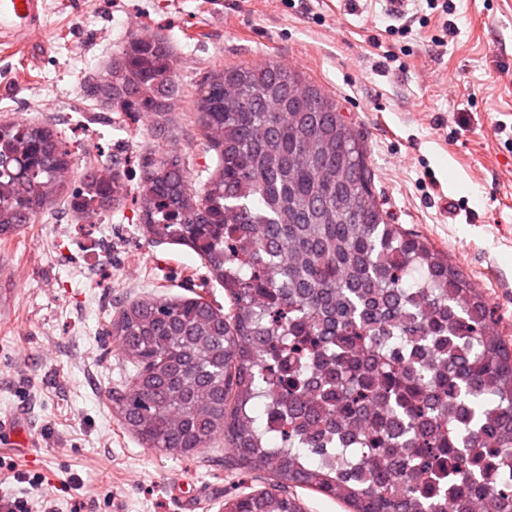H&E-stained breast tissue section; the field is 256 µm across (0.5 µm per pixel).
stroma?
I'll return each mask as SVG.
<instances>
[{
    "mask_svg": "<svg viewBox=\"0 0 512 512\" xmlns=\"http://www.w3.org/2000/svg\"><path fill=\"white\" fill-rule=\"evenodd\" d=\"M43 21L29 48L0 45V120L54 124L71 186L92 165L136 189L169 143L203 185L216 155L190 117L196 84L219 66L284 64L361 132L391 223L447 253L512 336V0H416L406 21L380 0H44ZM132 34L174 47L185 96L171 141L86 92ZM205 274L188 247L148 240L128 199L86 217L62 197L0 241V448L42 479L0 496L27 494L32 512H224L266 487L222 442L178 458L145 447L107 400L133 372L104 333L118 305L191 295Z\"/></svg>",
    "mask_w": 512,
    "mask_h": 512,
    "instance_id": "1",
    "label": "stroma"
}]
</instances>
